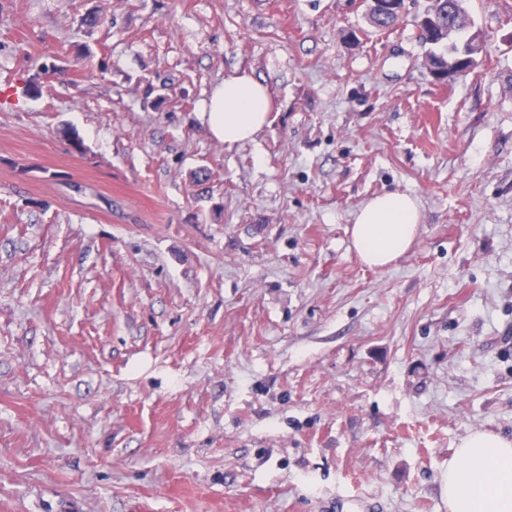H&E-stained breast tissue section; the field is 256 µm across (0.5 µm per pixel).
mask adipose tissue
I'll use <instances>...</instances> for the list:
<instances>
[{"label":"adipose tissue","instance_id":"obj_1","mask_svg":"<svg viewBox=\"0 0 512 512\" xmlns=\"http://www.w3.org/2000/svg\"><path fill=\"white\" fill-rule=\"evenodd\" d=\"M273 108L268 89L245 71L215 85L202 109L212 137L232 145L253 140ZM420 222L415 198L391 192L363 202L354 214L351 238L362 262L384 268L415 240ZM448 512H512V440L468 432L448 463Z\"/></svg>","mask_w":512,"mask_h":512}]
</instances>
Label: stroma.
I'll return each mask as SVG.
<instances>
[{
	"instance_id": "stroma-1",
	"label": "stroma",
	"mask_w": 512,
	"mask_h": 512,
	"mask_svg": "<svg viewBox=\"0 0 512 512\" xmlns=\"http://www.w3.org/2000/svg\"><path fill=\"white\" fill-rule=\"evenodd\" d=\"M428 6L0 0V512H448L459 440L512 439V0L445 84ZM237 69L274 107L230 146ZM272 108L268 89L248 72L235 70L213 87L201 113L211 136L232 145L253 140ZM420 222L415 198L391 192L363 202L354 214L351 238L362 262L385 268L404 254L415 240Z\"/></svg>"
}]
</instances>
